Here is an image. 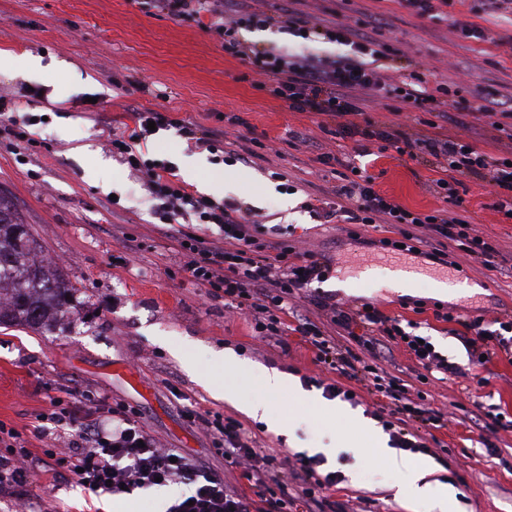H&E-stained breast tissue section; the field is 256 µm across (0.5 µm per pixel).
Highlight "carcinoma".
I'll return each mask as SVG.
<instances>
[{
    "mask_svg": "<svg viewBox=\"0 0 512 512\" xmlns=\"http://www.w3.org/2000/svg\"><path fill=\"white\" fill-rule=\"evenodd\" d=\"M36 242L9 197L0 192V325L46 330L68 312L77 289L56 263L37 259Z\"/></svg>",
    "mask_w": 512,
    "mask_h": 512,
    "instance_id": "carcinoma-1",
    "label": "carcinoma"
}]
</instances>
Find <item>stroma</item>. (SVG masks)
I'll return each mask as SVG.
<instances>
[{
    "instance_id": "obj_1",
    "label": "stroma",
    "mask_w": 512,
    "mask_h": 512,
    "mask_svg": "<svg viewBox=\"0 0 512 512\" xmlns=\"http://www.w3.org/2000/svg\"><path fill=\"white\" fill-rule=\"evenodd\" d=\"M294 6L327 22L380 16L383 41L399 53L396 68L385 72L392 82L402 83L418 71L429 85L447 84L472 101L495 88L500 101L512 107L510 13H484L481 0H449L444 20L416 17L397 0H295ZM458 21L484 26L490 41L460 39ZM240 37L260 47L284 44L295 53L348 52L345 45L306 42L273 27L247 29ZM0 52H41L57 61L29 80L0 73V95L14 101L19 113L43 118L28 127L27 141L0 138V191L29 224L38 257L55 261L75 286L79 312L77 322L63 330L0 327V421L21 432L33 462L26 481L0 488V512H163L171 487L116 500L94 495L61 464L67 440L35 433L38 415L67 390L84 409L103 406L116 416H132L159 443L191 455L226 485L244 489L248 482L240 468L225 462L212 435L187 420V411L235 419L254 434L257 447L278 453L324 449L323 471L341 475L333 493L338 512H410L408 499L395 494L406 482L404 475L382 462L389 432H372L357 422L374 396L355 382H342L357 399L349 403V415L336 417L320 411L324 394L314 386L302 396H266L262 374L267 370L298 382L309 376L338 379L316 362L297 333H289L287 351L255 350L250 322L193 281L182 269L175 240L156 232L141 175L113 153L111 141L128 135L131 112L150 108L225 134L238 150L237 130L226 118L240 116L254 137L273 142L274 150H257L230 166L207 165L188 178V185L203 194L211 181L232 180L221 199L252 206L263 223L279 225L291 245L329 262V279L317 283V292L352 307L372 302L388 315L418 318L437 350L458 362L466 359L463 347L449 324L434 317V281L445 276L476 285V292L448 304L468 317L489 319L512 311V274L490 275L459 252L448 267L418 255L414 261L426 275L414 295L389 288L381 250L373 245L384 230L371 229L367 241L354 240L345 217L326 222L307 206L313 199L335 203L338 159L344 148L354 147V139L337 135V119L292 111L255 89L246 67L225 55L205 25L142 12L131 0H0ZM71 65L87 75V83L71 82ZM364 110L377 124H401L414 137L464 139L512 156V140L481 116L464 127L444 121L430 127L407 104L370 101ZM325 153L334 163H320ZM355 162L376 176L379 193L404 206L458 213L476 224L494 237L512 267V223H502L483 180L462 177L457 190L464 205L458 208L432 190L429 163L380 150L375 141ZM105 167L111 179L107 190L101 179ZM347 278L353 291L331 290L332 280ZM415 302L422 303V314L413 313ZM226 350L245 363V370L227 374L215 368V356ZM184 356L194 361L196 374L183 369ZM227 384L236 387L237 404L215 397V387ZM432 392L451 422L436 430L424 460L433 467L434 480L448 486V512H512V431L499 432L496 452L488 454L468 415L472 404L466 395L445 385ZM261 397L273 417L288 421L287 433L240 411L241 403Z\"/></svg>"
}]
</instances>
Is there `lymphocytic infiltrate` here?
<instances>
[{
	"mask_svg": "<svg viewBox=\"0 0 512 512\" xmlns=\"http://www.w3.org/2000/svg\"><path fill=\"white\" fill-rule=\"evenodd\" d=\"M139 9L160 13L178 22L209 18V29L217 37L225 55L239 59L255 75V87L288 103L299 112H315L341 119L343 136L383 142L385 148L412 160L431 159L436 177L432 185L445 200L459 203V177L475 175L494 190L495 209L512 214V167L505 158L477 147L454 141L409 138L400 130H379L356 123L363 113V95L380 100L410 103L436 118L461 122L478 109L457 91L439 84L412 89L386 82L374 61L393 59L392 47L377 41L371 31L346 23L324 25L317 17L280 4L276 13L240 4L239 0H133ZM278 27L282 33L305 40L322 39L349 46L339 57L289 52L287 47L250 49L238 32L243 28ZM129 136L116 138L112 148L145 179L156 202L159 232L177 216L189 214L197 223L216 227L219 236L183 233L177 237L186 257L185 270L198 284L223 295L225 306L250 317L252 328L263 344L282 342L288 330H296L308 342L317 362L336 375L354 381L385 401L387 418L396 449L425 452V435L444 428L448 414L436 406L431 385L445 383L461 392L473 386L485 387L489 378L477 376L483 360L512 359V314L494 317L492 322L467 318L462 311H436V319L456 324L455 336L464 346L468 362L459 364L436 351L432 342H420L419 322L393 317L377 305L364 303L352 308L323 298L310 300L315 310L343 329L349 345H339L324 327L299 309V303L313 283L323 281L328 266L310 251H298L278 240L277 230L251 218L250 209L224 203L189 190L179 182L171 165L145 159L139 150L152 130H175L187 144L216 150L220 140L197 123L172 117L152 109L130 115ZM336 191L337 210L350 223L348 234L360 238L362 229L388 225L391 236L380 245L388 250L403 246L406 253L425 249L429 261L447 265L452 251L477 261L487 271L501 272L499 251L490 236L474 224L441 212L430 214L408 209L396 200L379 194L375 178L366 170L346 163ZM408 352L416 366V384H408L385 373L377 362L394 351ZM190 420L203 421L213 433L225 459L239 465L245 478L258 486L289 479L300 488L297 499L270 493L264 503L227 489L223 481L200 464L167 448L148 436L133 420L107 431L79 402L69 401L66 409L40 414L41 422L52 424L57 433L77 432L68 454L70 471L77 482L86 483L92 493L120 496L157 484L192 485L190 495L175 499L167 512H288L298 503L303 512H319L337 485L336 473L319 474L320 457H276L254 447L237 421L203 418L192 412Z\"/></svg>",
	"mask_w": 512,
	"mask_h": 512,
	"instance_id": "lymphocytic-infiltrate-1",
	"label": "lymphocytic infiltrate"
}]
</instances>
